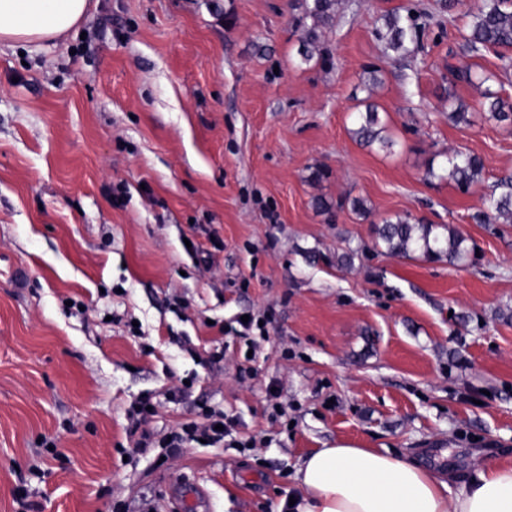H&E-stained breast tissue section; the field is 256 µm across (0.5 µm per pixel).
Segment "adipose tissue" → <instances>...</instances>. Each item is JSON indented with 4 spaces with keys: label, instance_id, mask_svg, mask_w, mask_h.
<instances>
[{
    "label": "adipose tissue",
    "instance_id": "adipose-tissue-1",
    "mask_svg": "<svg viewBox=\"0 0 512 512\" xmlns=\"http://www.w3.org/2000/svg\"><path fill=\"white\" fill-rule=\"evenodd\" d=\"M87 0H0V45L67 34ZM291 512H512V463L488 460L459 491L440 471L387 450L339 443L309 453Z\"/></svg>",
    "mask_w": 512,
    "mask_h": 512
}]
</instances>
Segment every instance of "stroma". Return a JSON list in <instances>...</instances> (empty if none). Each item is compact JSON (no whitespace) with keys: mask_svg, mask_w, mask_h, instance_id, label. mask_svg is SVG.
Masks as SVG:
<instances>
[{"mask_svg":"<svg viewBox=\"0 0 512 512\" xmlns=\"http://www.w3.org/2000/svg\"><path fill=\"white\" fill-rule=\"evenodd\" d=\"M89 4L77 32L0 50V512H178L187 481L189 512H276L299 460L340 441L455 489L512 461V223L473 219L512 173V127L448 73L478 64L512 99V68L463 48L478 0L410 62L375 31L436 0H340L329 62L306 64L304 0ZM451 92L472 125L449 122ZM369 102L394 154L352 134ZM454 149L484 161L475 193L425 178ZM348 197L370 216L315 206ZM406 211L459 228L475 264L376 245ZM244 313L269 319L251 362L227 331ZM205 408L239 418L236 440L165 456Z\"/></svg>","mask_w":512,"mask_h":512,"instance_id":"obj_1","label":"stroma"}]
</instances>
